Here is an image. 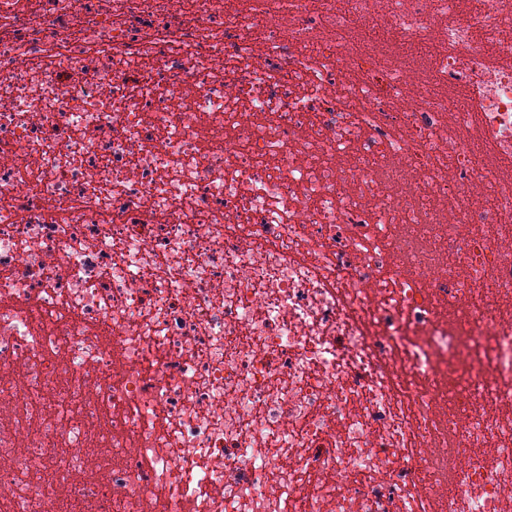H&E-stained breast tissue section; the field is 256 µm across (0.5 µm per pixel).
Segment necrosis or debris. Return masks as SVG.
<instances>
[{
  "label": "necrosis or debris",
  "instance_id": "1",
  "mask_svg": "<svg viewBox=\"0 0 512 512\" xmlns=\"http://www.w3.org/2000/svg\"><path fill=\"white\" fill-rule=\"evenodd\" d=\"M512 0H0V512H512Z\"/></svg>",
  "mask_w": 512,
  "mask_h": 512
}]
</instances>
